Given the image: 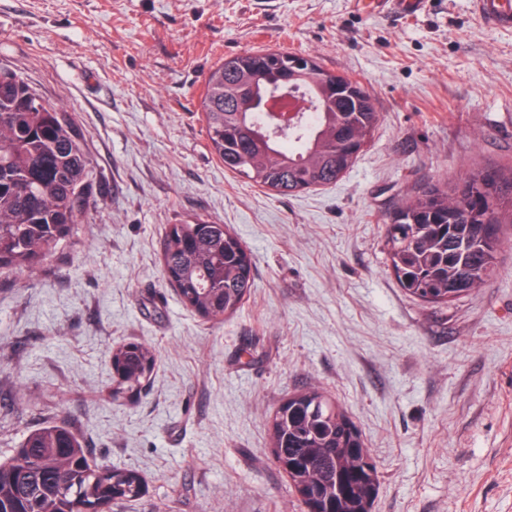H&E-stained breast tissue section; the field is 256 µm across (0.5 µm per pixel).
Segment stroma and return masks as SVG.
<instances>
[{
    "label": "stroma",
    "mask_w": 512,
    "mask_h": 512,
    "mask_svg": "<svg viewBox=\"0 0 512 512\" xmlns=\"http://www.w3.org/2000/svg\"><path fill=\"white\" fill-rule=\"evenodd\" d=\"M309 54L380 115L335 185L281 196L225 169L200 101L249 50ZM0 67L72 112L97 172L77 232L35 273L0 272V461L64 424L146 480L112 512H301L267 420L319 384L377 465L372 512H512V224L497 274L448 305L399 287L387 215L420 186L512 165V31L468 0L366 16L350 0H0ZM230 226L254 286L221 324L162 272L171 224ZM157 366L112 399L110 350Z\"/></svg>",
    "instance_id": "stroma-1"
}]
</instances>
